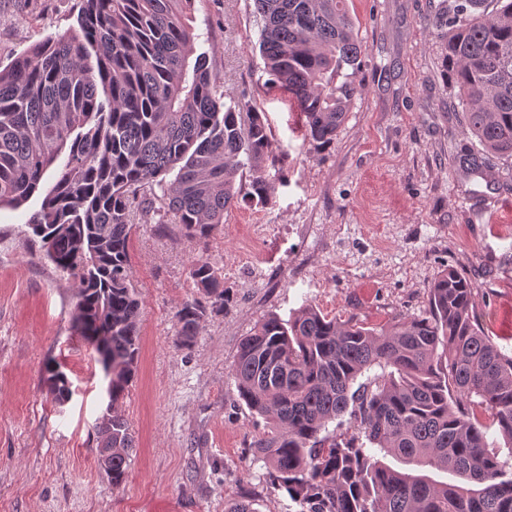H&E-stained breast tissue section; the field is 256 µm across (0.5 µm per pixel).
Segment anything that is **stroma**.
<instances>
[{"label":"stroma","instance_id":"35a3bbf8","mask_svg":"<svg viewBox=\"0 0 512 512\" xmlns=\"http://www.w3.org/2000/svg\"><path fill=\"white\" fill-rule=\"evenodd\" d=\"M80 0H0V62L77 25ZM439 0H349L359 29L358 89L333 143L314 148L302 117L264 93L253 0H195L225 100L255 94L284 158L266 207L237 205L206 244L135 212L130 256L144 307L137 371L118 408L136 446L121 486L98 465L95 424L106 381L72 329L77 288L28 241L25 209L0 210V512H224L242 496L258 512L288 497L248 448L263 418L239 399L230 364L268 313L303 304L371 326L422 314L446 268L465 273L485 333L512 355V171L475 172L476 151L454 83L440 68L431 19ZM223 276L229 301L191 350L175 345L177 312L196 290L195 258ZM73 395L47 394L46 360Z\"/></svg>","mask_w":512,"mask_h":512}]
</instances>
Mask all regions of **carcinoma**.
I'll return each instance as SVG.
<instances>
[{"label":"carcinoma","instance_id":"carcinoma-1","mask_svg":"<svg viewBox=\"0 0 512 512\" xmlns=\"http://www.w3.org/2000/svg\"><path fill=\"white\" fill-rule=\"evenodd\" d=\"M194 0H81L78 29L0 65V209L41 197L26 224L45 257L83 292L74 333L112 356V400L136 367L143 301L132 281V214L159 215L206 239L240 203L271 204L283 158L246 94L224 102L195 42ZM266 84L295 99L306 136L336 140L357 88L362 45L347 0H254ZM481 155L512 162V0H441L433 18ZM55 170L54 181L44 177ZM250 172L248 186L236 182ZM200 297L177 314L176 344L224 311V279L203 258L189 270ZM61 365L45 371L52 397ZM239 398L266 421L249 452L296 512H512V356L486 336L474 288L447 268L417 316L381 329L311 304L267 315L230 366ZM349 417L354 433L329 431ZM112 448L109 478L126 477L135 436L121 413L95 428ZM398 456L450 471L438 484L383 462Z\"/></svg>","mask_w":512,"mask_h":512}]
</instances>
